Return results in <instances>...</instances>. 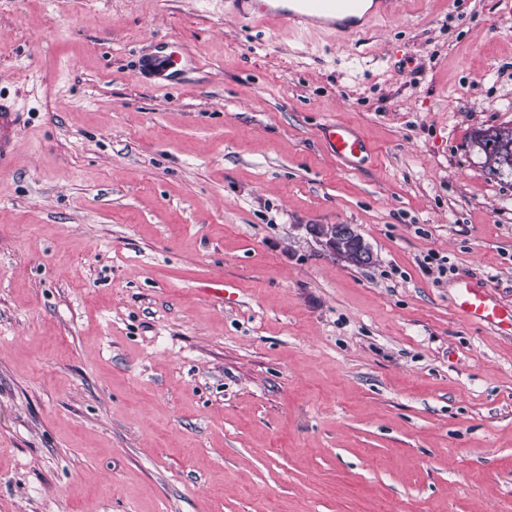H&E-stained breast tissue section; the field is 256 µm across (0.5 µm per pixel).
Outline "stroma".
I'll return each mask as SVG.
<instances>
[{"mask_svg":"<svg viewBox=\"0 0 512 512\" xmlns=\"http://www.w3.org/2000/svg\"><path fill=\"white\" fill-rule=\"evenodd\" d=\"M0 95V512H512V331L456 290L512 307V177L471 142L512 124V0L342 42L224 0H0ZM19 121V112L14 104L0 97V172L4 173L11 168L12 160L17 152L18 145L15 131ZM323 134L332 153L348 168L358 169L368 159V145L352 128L331 122L324 125ZM306 230L331 254L347 259L356 267L374 263L371 248L353 224H309ZM487 288L471 279H460L457 306L462 316L468 321H478L494 327H500L506 320L512 325V308L506 310L492 298Z\"/></svg>","mask_w":512,"mask_h":512,"instance_id":"stroma-1","label":"stroma"}]
</instances>
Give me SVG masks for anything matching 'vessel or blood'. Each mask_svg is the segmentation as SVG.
<instances>
[{
    "instance_id": "1",
    "label": "vessel or blood",
    "mask_w": 512,
    "mask_h": 512,
    "mask_svg": "<svg viewBox=\"0 0 512 512\" xmlns=\"http://www.w3.org/2000/svg\"><path fill=\"white\" fill-rule=\"evenodd\" d=\"M400 0H224L225 14L250 22L254 26L273 28L286 23L331 32L338 38L361 34L379 18L393 16ZM19 114L13 103L0 98V172L10 170L18 145L15 131ZM324 138L332 153L351 169L361 167L370 149L352 128L331 122L323 127ZM457 306L469 321L494 327L512 322V309L495 301L486 286L460 279Z\"/></svg>"
}]
</instances>
